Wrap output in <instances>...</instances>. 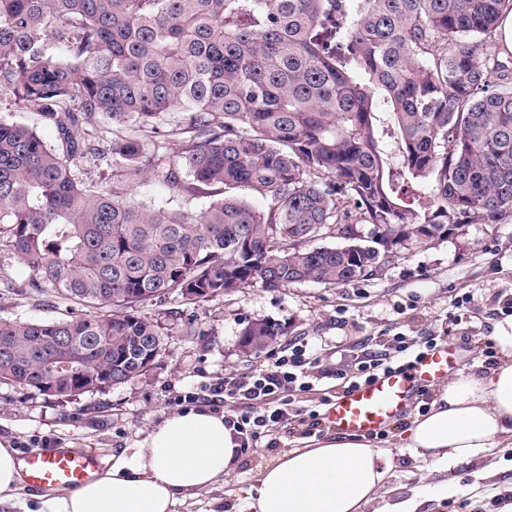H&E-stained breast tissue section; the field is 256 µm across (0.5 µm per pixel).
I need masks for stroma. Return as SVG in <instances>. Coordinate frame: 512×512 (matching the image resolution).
<instances>
[{"instance_id": "1", "label": "stroma", "mask_w": 512, "mask_h": 512, "mask_svg": "<svg viewBox=\"0 0 512 512\" xmlns=\"http://www.w3.org/2000/svg\"><path fill=\"white\" fill-rule=\"evenodd\" d=\"M29 272L8 247H0V319L29 321L62 316L51 293L24 292ZM512 299V220L472 224L426 246L401 251L375 276L338 285L304 282L277 291L253 284L200 303L172 301L142 305L145 316L169 333L166 347L144 375L103 391L55 399L0 381V441L16 446L37 436L77 448H91L111 464L121 450L135 447L161 420L172 414L173 393L190 391L225 373H248L266 365L268 354L247 355L240 333L252 320L274 318L286 323L279 337L286 344L304 337L320 348L325 365L349 358L351 344L381 336L443 335L450 314L462 323L452 342L457 348L454 372H488L484 349L501 307ZM195 334H188V326ZM441 389L432 384L384 437L371 445L393 460L390 488L406 492L425 473L403 433L414 416L424 413ZM307 427L290 420L277 436L276 449L258 448L238 461L224 484L182 496L177 512H251L249 486L259 469L307 441ZM454 497L427 503L424 512H501L512 503V471L481 482L463 465L450 472Z\"/></svg>"}]
</instances>
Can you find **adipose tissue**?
<instances>
[{"label": "adipose tissue", "mask_w": 512, "mask_h": 512, "mask_svg": "<svg viewBox=\"0 0 512 512\" xmlns=\"http://www.w3.org/2000/svg\"><path fill=\"white\" fill-rule=\"evenodd\" d=\"M499 364L482 375L451 378L427 414L405 431V444L438 482L384 497L389 455L354 436L297 448L261 468L249 498L254 512H420L455 492L446 472L483 461L503 437L512 438V316L493 326ZM239 445L224 417L206 411L166 416L136 447L66 495L44 502L41 512H175L178 496L223 482Z\"/></svg>", "instance_id": "ef3b65f1"}]
</instances>
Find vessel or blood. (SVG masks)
Returning a JSON list of instances; mask_svg holds the SVG:
<instances>
[{
    "label": "vessel or blood",
    "instance_id": "1",
    "mask_svg": "<svg viewBox=\"0 0 512 512\" xmlns=\"http://www.w3.org/2000/svg\"><path fill=\"white\" fill-rule=\"evenodd\" d=\"M455 360L451 344L425 352L411 367L379 375L374 381L337 395L324 417L336 431L369 437L385 430L407 409L417 390L447 377ZM23 479L27 489L77 487L100 469L95 453L53 444L25 452Z\"/></svg>",
    "mask_w": 512,
    "mask_h": 512
}]
</instances>
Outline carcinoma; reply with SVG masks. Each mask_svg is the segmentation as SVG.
<instances>
[{
    "label": "carcinoma",
    "instance_id": "1",
    "mask_svg": "<svg viewBox=\"0 0 512 512\" xmlns=\"http://www.w3.org/2000/svg\"><path fill=\"white\" fill-rule=\"evenodd\" d=\"M338 2L0 0V102L56 141L0 121V235L28 288L82 306L1 319V381L101 391L163 350L140 305L369 278L399 227L408 249L512 218V0ZM95 161L112 180L86 185ZM147 179L210 202L146 208ZM363 224L354 250L306 246ZM286 334L264 318L241 338L257 354ZM0 120L22 123L30 127H34L45 137V139L50 144L53 145L54 143L51 134L43 128L37 115L31 112H23L22 110L16 108L14 105L11 106L7 104L6 101L0 104Z\"/></svg>",
    "mask_w": 512,
    "mask_h": 512
}]
</instances>
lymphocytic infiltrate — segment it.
<instances>
[{"label":"lymphocytic infiltrate","mask_w":512,"mask_h":512,"mask_svg":"<svg viewBox=\"0 0 512 512\" xmlns=\"http://www.w3.org/2000/svg\"><path fill=\"white\" fill-rule=\"evenodd\" d=\"M437 336L408 338L402 335L383 339L380 348H360L356 356L337 367L324 365L313 342L299 339L272 350L262 368L250 374H227L218 382L193 391L176 393L171 406L181 411L209 407L218 412L232 407L224 422L236 433L240 452L258 445L276 447V433L288 425L289 406L297 395L314 391L325 379H349L359 386L393 367L410 363L423 350L437 345Z\"/></svg>","instance_id":"lymphocytic-infiltrate-1"}]
</instances>
